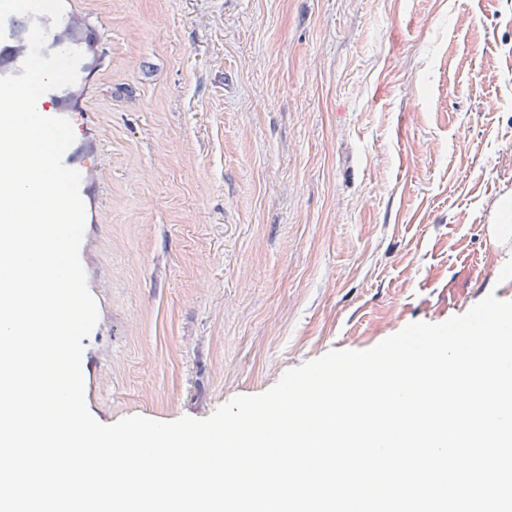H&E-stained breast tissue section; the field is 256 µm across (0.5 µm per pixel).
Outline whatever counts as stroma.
I'll list each match as a JSON object with an SVG mask.
<instances>
[{"label": "stroma", "mask_w": 512, "mask_h": 512, "mask_svg": "<svg viewBox=\"0 0 512 512\" xmlns=\"http://www.w3.org/2000/svg\"><path fill=\"white\" fill-rule=\"evenodd\" d=\"M104 424L208 417L512 283V0H77Z\"/></svg>", "instance_id": "obj_1"}]
</instances>
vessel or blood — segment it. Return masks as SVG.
<instances>
[{
    "instance_id": "obj_1",
    "label": "vessel or blood",
    "mask_w": 512,
    "mask_h": 512,
    "mask_svg": "<svg viewBox=\"0 0 512 512\" xmlns=\"http://www.w3.org/2000/svg\"><path fill=\"white\" fill-rule=\"evenodd\" d=\"M35 24L47 32L42 56L65 49H77L83 54L75 86L47 91L37 101V109L43 116L74 119L76 111L71 103L74 90L87 84L92 69L93 26L88 16L76 8L74 0H53L49 8L44 0H0V76L21 74L29 54V32ZM83 152L80 146L67 149L63 162L80 173V186L85 189L97 184L98 179L88 163L83 162Z\"/></svg>"
}]
</instances>
